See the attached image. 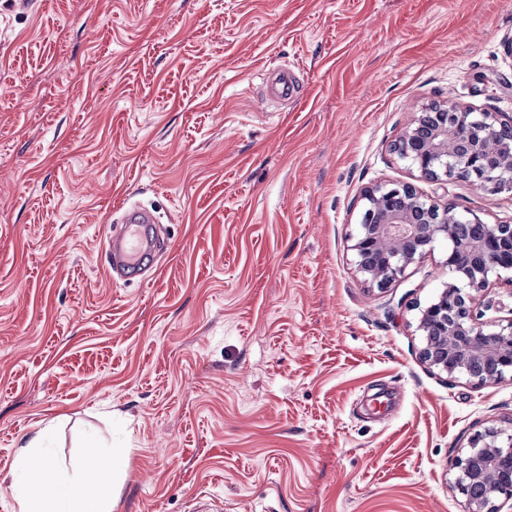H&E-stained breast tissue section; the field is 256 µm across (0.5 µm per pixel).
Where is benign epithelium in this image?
<instances>
[{
  "label": "benign epithelium",
  "instance_id": "benign-epithelium-1",
  "mask_svg": "<svg viewBox=\"0 0 512 512\" xmlns=\"http://www.w3.org/2000/svg\"><path fill=\"white\" fill-rule=\"evenodd\" d=\"M437 127L420 139L425 113L417 115L392 144L399 159L419 178L442 184L460 179L490 192H512V116L434 105ZM465 139L467 152L457 146ZM360 220L352 237L358 271L379 288L387 287L407 267L448 241L446 264L458 281L443 286L437 298L417 307L416 329L422 336L420 359L451 377L466 376L482 385L512 381V307L501 300L477 301L493 281L512 283V224H486L476 241L459 238V225L479 224L440 206L411 183L378 185L363 194ZM369 254L373 261H363ZM494 312L495 316L486 317ZM508 312L501 317L499 313ZM453 488L465 498V512H495L501 496L512 498V436L488 427L469 449L450 463Z\"/></svg>",
  "mask_w": 512,
  "mask_h": 512
}]
</instances>
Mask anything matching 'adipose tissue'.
Returning <instances> with one entry per match:
<instances>
[{
  "instance_id": "adipose-tissue-1",
  "label": "adipose tissue",
  "mask_w": 512,
  "mask_h": 512,
  "mask_svg": "<svg viewBox=\"0 0 512 512\" xmlns=\"http://www.w3.org/2000/svg\"><path fill=\"white\" fill-rule=\"evenodd\" d=\"M50 433L39 429L18 450L12 494L19 512H112L125 478L123 452L87 444L66 472L48 456Z\"/></svg>"
}]
</instances>
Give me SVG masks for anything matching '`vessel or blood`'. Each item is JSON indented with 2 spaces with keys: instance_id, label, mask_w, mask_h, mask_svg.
Wrapping results in <instances>:
<instances>
[{
  "instance_id": "b4317fda",
  "label": "vessel or blood",
  "mask_w": 512,
  "mask_h": 512,
  "mask_svg": "<svg viewBox=\"0 0 512 512\" xmlns=\"http://www.w3.org/2000/svg\"><path fill=\"white\" fill-rule=\"evenodd\" d=\"M298 84L299 79L293 71L277 68L273 79L275 98L287 100ZM154 222L155 217L147 208L137 204L125 206L121 229L105 238L109 273L129 281L152 272L156 251Z\"/></svg>"
}]
</instances>
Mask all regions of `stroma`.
Returning <instances> with one entry per match:
<instances>
[{
    "instance_id": "35a3bbf8",
    "label": "stroma",
    "mask_w": 512,
    "mask_h": 512,
    "mask_svg": "<svg viewBox=\"0 0 512 512\" xmlns=\"http://www.w3.org/2000/svg\"><path fill=\"white\" fill-rule=\"evenodd\" d=\"M511 41L512 0H0V512L48 423L60 465L126 450L113 512H464L512 382L419 359L445 240L382 290L350 245L379 184L512 222L391 151L434 104L512 116ZM130 201L169 241L142 284L106 270ZM272 86L276 89V91L273 92V96L279 100L288 102V97L294 92L295 86L299 87V79L288 67H280L277 68L274 74Z\"/></svg>"
}]
</instances>
